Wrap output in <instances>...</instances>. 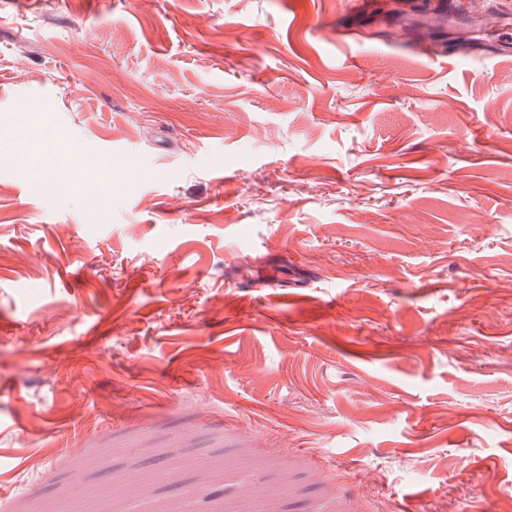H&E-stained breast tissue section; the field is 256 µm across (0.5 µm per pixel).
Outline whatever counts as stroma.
Returning <instances> with one entry per match:
<instances>
[{"label":"stroma","mask_w":512,"mask_h":512,"mask_svg":"<svg viewBox=\"0 0 512 512\" xmlns=\"http://www.w3.org/2000/svg\"><path fill=\"white\" fill-rule=\"evenodd\" d=\"M394 25L0 0V131L40 127L0 163V512L512 500V54ZM76 144L95 181L35 193Z\"/></svg>","instance_id":"stroma-1"}]
</instances>
